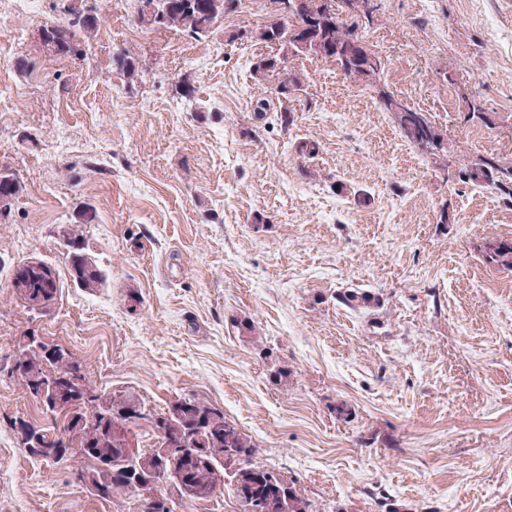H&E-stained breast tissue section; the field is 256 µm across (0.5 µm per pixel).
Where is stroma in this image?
<instances>
[{
    "label": "stroma",
    "instance_id": "1",
    "mask_svg": "<svg viewBox=\"0 0 512 512\" xmlns=\"http://www.w3.org/2000/svg\"><path fill=\"white\" fill-rule=\"evenodd\" d=\"M93 3L102 22L83 59L45 57L31 39L64 21L62 0L0 7V168L26 185L0 224V283L28 258L61 283L45 312L0 290V369L33 331L81 358L104 394L157 412L205 398L315 512H512V270L481 252L512 239V206L455 176L463 158L512 157V0H377L364 30L388 89L447 131L444 167L335 63L296 60L305 89L285 103L252 77L274 48L149 31L133 0ZM118 48L150 58L143 83L105 70ZM179 77L203 113L181 104ZM468 97L490 123L465 120ZM305 141L317 154L298 152ZM82 203L109 274L94 295L74 287L56 238ZM443 209L454 223H438ZM353 289L380 308L337 301ZM244 316L259 342L234 328ZM16 417L41 419L40 405L0 381V512H138L137 496L116 508L31 457Z\"/></svg>",
    "mask_w": 512,
    "mask_h": 512
}]
</instances>
